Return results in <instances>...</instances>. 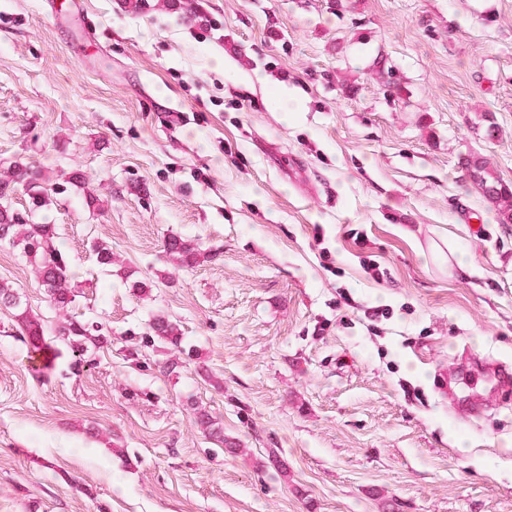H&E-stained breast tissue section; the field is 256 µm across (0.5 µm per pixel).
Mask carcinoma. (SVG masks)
<instances>
[{
    "mask_svg": "<svg viewBox=\"0 0 512 512\" xmlns=\"http://www.w3.org/2000/svg\"><path fill=\"white\" fill-rule=\"evenodd\" d=\"M468 177L483 195L498 208L502 223H512V189L500 183L487 162L476 159L467 163ZM50 178L43 170L28 164L15 163L7 176L0 179V198L22 187L35 206L45 201V184ZM56 230L52 224H31L10 206L0 205V242L17 244L31 265L34 266L37 280L45 288L51 305L64 310L75 301L74 289L70 281L69 266L64 254L56 248ZM164 252L168 260L179 267H193L208 258L191 240L179 235H170L164 240ZM0 305L17 311L16 318L24 332L29 359L37 354L52 351L60 343L72 352L83 356L90 351L104 349L110 344V337L102 332L96 323L67 319L46 330L43 320L21 308L20 299L12 286L0 283ZM183 337L180 329L167 315L156 313L149 321L143 345L148 347L159 341L175 348L180 347ZM195 422L205 433L224 443V428L204 407L191 404Z\"/></svg>",
    "mask_w": 512,
    "mask_h": 512,
    "instance_id": "cac0c4a2",
    "label": "carcinoma"
}]
</instances>
